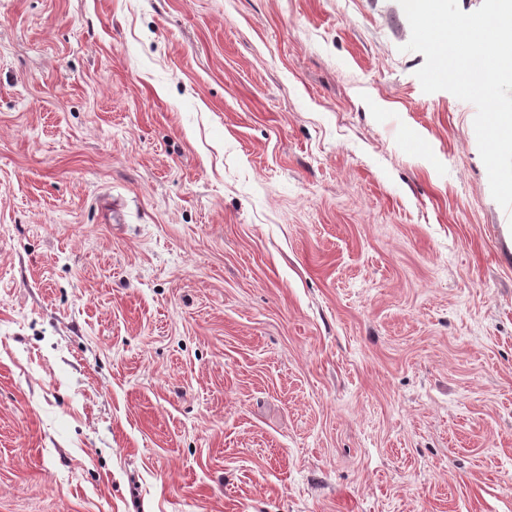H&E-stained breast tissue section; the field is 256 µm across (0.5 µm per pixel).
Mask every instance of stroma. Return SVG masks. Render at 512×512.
<instances>
[{
	"label": "stroma",
	"mask_w": 512,
	"mask_h": 512,
	"mask_svg": "<svg viewBox=\"0 0 512 512\" xmlns=\"http://www.w3.org/2000/svg\"><path fill=\"white\" fill-rule=\"evenodd\" d=\"M410 36L0 0V512H512V214Z\"/></svg>",
	"instance_id": "obj_1"
}]
</instances>
